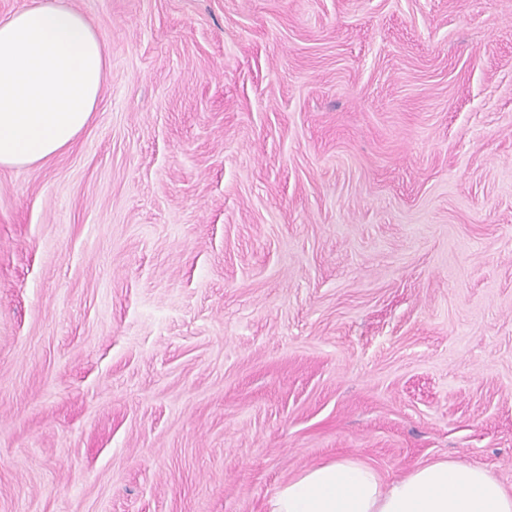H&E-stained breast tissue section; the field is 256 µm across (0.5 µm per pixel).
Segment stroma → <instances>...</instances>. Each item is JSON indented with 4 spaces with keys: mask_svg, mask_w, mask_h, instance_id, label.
Here are the masks:
<instances>
[{
    "mask_svg": "<svg viewBox=\"0 0 512 512\" xmlns=\"http://www.w3.org/2000/svg\"><path fill=\"white\" fill-rule=\"evenodd\" d=\"M74 145L0 168V512L512 488V0H70ZM266 512H512V491L488 469L460 460L424 461L387 481L348 456L289 478Z\"/></svg>",
    "mask_w": 512,
    "mask_h": 512,
    "instance_id": "1",
    "label": "stroma"
}]
</instances>
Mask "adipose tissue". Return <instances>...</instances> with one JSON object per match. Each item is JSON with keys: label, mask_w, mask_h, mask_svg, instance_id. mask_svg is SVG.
Here are the masks:
<instances>
[{"label": "adipose tissue", "mask_w": 512, "mask_h": 512, "mask_svg": "<svg viewBox=\"0 0 512 512\" xmlns=\"http://www.w3.org/2000/svg\"><path fill=\"white\" fill-rule=\"evenodd\" d=\"M108 46L68 0H30L0 18V168L45 163L90 124ZM266 512H512V490L482 466L428 460L384 480L348 456L284 482Z\"/></svg>", "instance_id": "ef3b65f1"}]
</instances>
